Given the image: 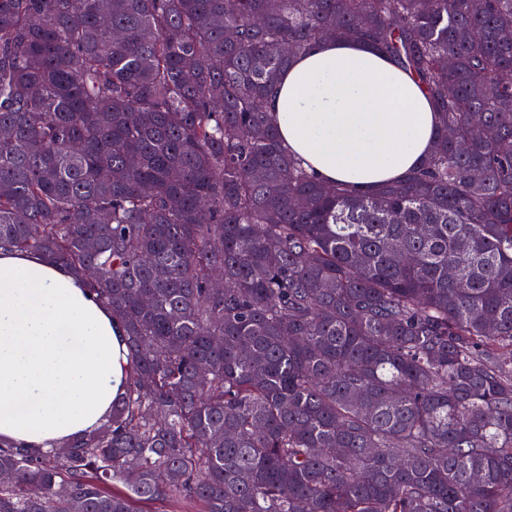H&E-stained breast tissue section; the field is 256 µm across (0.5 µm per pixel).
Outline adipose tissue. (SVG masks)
Listing matches in <instances>:
<instances>
[{"instance_id": "1", "label": "adipose tissue", "mask_w": 512, "mask_h": 512, "mask_svg": "<svg viewBox=\"0 0 512 512\" xmlns=\"http://www.w3.org/2000/svg\"><path fill=\"white\" fill-rule=\"evenodd\" d=\"M268 108L283 148L326 184L403 180L430 152L436 114L417 84L363 41L292 57ZM120 321L86 279L0 251V436L45 450L99 424L125 376Z\"/></svg>"}]
</instances>
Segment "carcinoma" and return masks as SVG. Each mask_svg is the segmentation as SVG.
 <instances>
[{
	"label": "carcinoma",
	"instance_id": "obj_1",
	"mask_svg": "<svg viewBox=\"0 0 512 512\" xmlns=\"http://www.w3.org/2000/svg\"><path fill=\"white\" fill-rule=\"evenodd\" d=\"M332 38L438 114L401 183L279 144ZM0 248L95 267L129 350L103 424L0 439V512H512V0H0Z\"/></svg>",
	"mask_w": 512,
	"mask_h": 512
}]
</instances>
